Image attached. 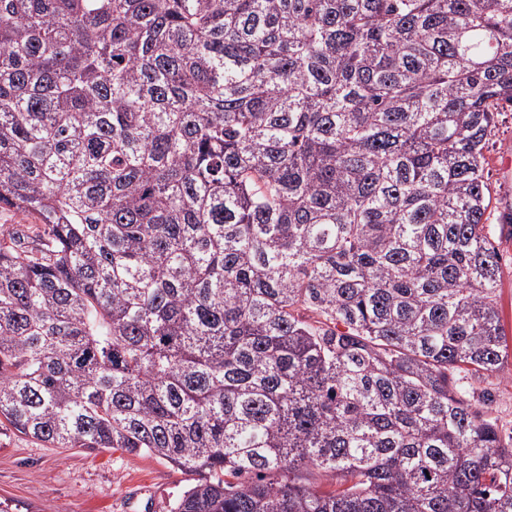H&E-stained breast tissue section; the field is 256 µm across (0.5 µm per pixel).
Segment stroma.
<instances>
[{
    "label": "stroma",
    "instance_id": "1",
    "mask_svg": "<svg viewBox=\"0 0 512 512\" xmlns=\"http://www.w3.org/2000/svg\"><path fill=\"white\" fill-rule=\"evenodd\" d=\"M484 154L494 217L490 237L501 256L498 305L512 341V224L498 216L512 212V182L501 166L512 158V108H500L497 127ZM489 392L502 437L512 436V354L500 372L478 386ZM187 475L162 460L120 449L90 452L48 448L31 438L0 430V502L10 512H168L170 501L188 485Z\"/></svg>",
    "mask_w": 512,
    "mask_h": 512
}]
</instances>
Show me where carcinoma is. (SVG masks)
I'll list each match as a JSON object with an SVG mask.
<instances>
[{
	"label": "carcinoma",
	"mask_w": 512,
	"mask_h": 512,
	"mask_svg": "<svg viewBox=\"0 0 512 512\" xmlns=\"http://www.w3.org/2000/svg\"><path fill=\"white\" fill-rule=\"evenodd\" d=\"M504 104L512 0H0V418L169 512H512ZM497 127L484 150L487 159L486 175L492 196L493 216L490 219V237L499 250L501 260V286L498 305L502 324L508 338V357L500 372L485 380L478 387L473 403L480 405L483 391L491 394L493 416L501 436H512V224H500L501 213H512V180H503L501 166L506 159L503 170L511 178L512 160V108L505 105L499 109Z\"/></svg>",
	"instance_id": "carcinoma-1"
}]
</instances>
